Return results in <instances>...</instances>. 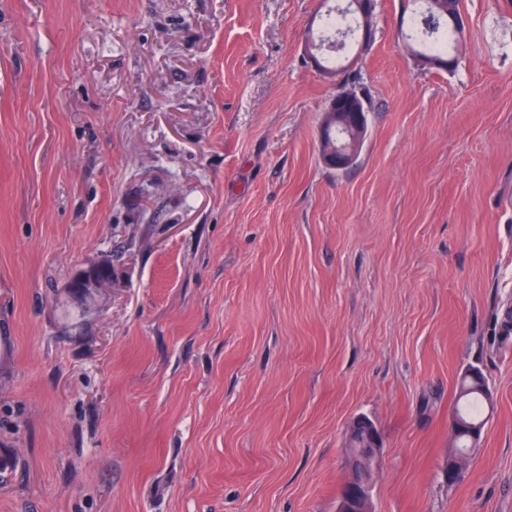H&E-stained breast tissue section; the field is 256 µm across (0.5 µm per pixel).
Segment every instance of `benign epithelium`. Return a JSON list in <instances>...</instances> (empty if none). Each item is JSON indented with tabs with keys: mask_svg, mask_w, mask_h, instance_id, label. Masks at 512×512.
<instances>
[{
	"mask_svg": "<svg viewBox=\"0 0 512 512\" xmlns=\"http://www.w3.org/2000/svg\"><path fill=\"white\" fill-rule=\"evenodd\" d=\"M354 7L363 17L359 49L369 47L374 27L376 26L374 0H354ZM367 109L363 99L351 89L337 93L330 100L327 112L324 113V123L320 130V144L326 145L321 151L325 164L337 170H346L352 166L358 156L363 130L366 126ZM338 115L336 122L350 129L355 139L345 145H332L328 135L333 130L329 118ZM112 287V274L109 265L103 258L92 259L76 270L67 288L74 298L86 296L97 297ZM380 454L377 436L357 448L348 449L349 474L344 484L338 504V512H372V475Z\"/></svg>",
	"mask_w": 512,
	"mask_h": 512,
	"instance_id": "benign-epithelium-1",
	"label": "benign epithelium"
}]
</instances>
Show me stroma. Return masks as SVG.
Wrapping results in <instances>:
<instances>
[{
  "instance_id": "obj_1",
  "label": "stroma",
  "mask_w": 512,
  "mask_h": 512,
  "mask_svg": "<svg viewBox=\"0 0 512 512\" xmlns=\"http://www.w3.org/2000/svg\"><path fill=\"white\" fill-rule=\"evenodd\" d=\"M405 4L339 171L326 0H0V512H336L359 415L374 512H512V0H461L451 72ZM470 365L494 408L452 485ZM327 112L324 113V123L320 130V147L327 144L324 150H320L321 156L325 164L335 168L336 170H346L352 166L358 156L359 147L363 130L366 126V112L367 109L363 104V99L356 96L352 89L340 91L330 100L327 106ZM340 114L341 116L336 119L337 123L350 129L355 139L348 141L345 145L336 143L332 145L328 139L331 130L334 129L333 124L329 122V118L333 115ZM352 132L349 134L352 135ZM112 287V274L104 258L92 259L76 270L66 288L81 299L95 295L97 298Z\"/></svg>"
}]
</instances>
